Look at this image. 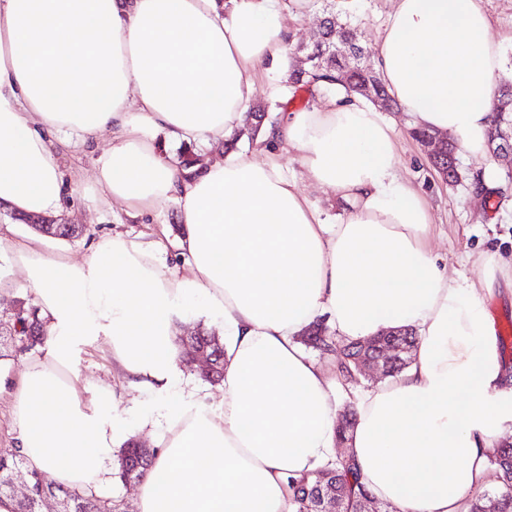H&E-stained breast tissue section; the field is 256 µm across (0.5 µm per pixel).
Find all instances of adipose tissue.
I'll return each instance as SVG.
<instances>
[{
  "label": "adipose tissue",
  "instance_id": "adipose-tissue-1",
  "mask_svg": "<svg viewBox=\"0 0 512 512\" xmlns=\"http://www.w3.org/2000/svg\"><path fill=\"white\" fill-rule=\"evenodd\" d=\"M308 2L0 0V203L59 213L62 149L109 137L93 204L116 200L138 219L178 201L184 232L172 245L188 267H168L159 239L109 235L80 261L41 237L7 240L44 332L11 409L27 470L85 495L111 488L122 389L158 450L137 512H291L290 479L334 459L336 368L299 343L322 319L347 340L417 336L412 363L353 400L346 446L377 500L469 512L472 493L493 485L487 453L512 422V387L485 291L440 265L430 209L400 176L381 113L338 84L223 161L184 169L166 154L243 126ZM490 26L488 0H391L372 46L414 125L474 158L487 150L503 69ZM284 144L299 172L284 167ZM303 179L329 189L341 214L314 207ZM197 306L224 323L216 406L177 371L172 318ZM101 340L121 389L78 371Z\"/></svg>",
  "mask_w": 512,
  "mask_h": 512
}]
</instances>
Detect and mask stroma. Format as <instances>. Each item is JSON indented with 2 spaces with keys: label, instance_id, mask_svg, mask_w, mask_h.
<instances>
[{
  "label": "stroma",
  "instance_id": "1",
  "mask_svg": "<svg viewBox=\"0 0 512 512\" xmlns=\"http://www.w3.org/2000/svg\"><path fill=\"white\" fill-rule=\"evenodd\" d=\"M345 7L361 32L363 46L371 47L390 9V0H347ZM315 100V94L307 87L287 85L281 72L264 79L254 97L255 103L267 106L275 118L298 107L308 108ZM386 118L397 142L399 172L429 205L437 253L457 278L478 285L490 284L486 306L491 323L512 320V286L488 264L492 257L512 258V181L500 161L491 156L483 160L460 156L462 180L448 185L411 137L409 114L390 112ZM108 145L109 140L104 137L88 149H66L62 157L67 188L59 221L82 226L83 232L74 240L62 242L61 247L75 260L82 259L99 239L116 232L152 240L163 232L173 238L181 231L179 207L174 201L137 221L129 220L117 203L91 208L89 190L95 184V160ZM485 170L492 172L496 183L497 207L492 211L487 210L485 197L476 195L470 185L472 174Z\"/></svg>",
  "mask_w": 512,
  "mask_h": 512
}]
</instances>
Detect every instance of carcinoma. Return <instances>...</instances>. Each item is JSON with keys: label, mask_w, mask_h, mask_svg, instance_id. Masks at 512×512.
<instances>
[{"label": "carcinoma", "mask_w": 512, "mask_h": 512, "mask_svg": "<svg viewBox=\"0 0 512 512\" xmlns=\"http://www.w3.org/2000/svg\"><path fill=\"white\" fill-rule=\"evenodd\" d=\"M343 51H355L364 55L358 29L352 24L347 11L336 6V0H328L324 7V18L321 21L319 39L307 52L301 64L290 71L289 82L293 84L311 85L317 81H325L323 89L333 88L335 82L340 81L351 92L362 95V89L371 88L372 94L365 95L370 100L372 96H388L384 86L380 83L375 72L369 69L354 67L343 70ZM494 112L489 138L498 136L500 113L512 115V78L502 79L497 85L494 98ZM272 122L263 108L251 109L247 112L246 128L251 136H256L267 123ZM455 146L448 144L443 157L433 160L437 172L452 183L460 181L461 175L454 168L453 162ZM6 332L12 340L23 342L29 339V346L34 347L42 343V329L36 317V308L25 301L19 302L18 311ZM326 329L315 323L307 334V344L325 349L329 347ZM198 349H204L214 356L215 377L207 381L215 383L221 381L224 374V347L217 336L208 332H201L192 337ZM362 355V348L348 343H342L336 356V369L347 383L358 381L359 375L354 361ZM157 449L143 448L130 440L121 449L118 455L119 476L125 480L136 477L145 471H150L155 463ZM489 465L495 476L494 486L487 488L473 496L470 512H512V444H505L493 449L489 455ZM333 473L332 483L336 484V494L345 502L346 509H353L361 499L371 497L369 490L362 481V476L353 456L343 452L337 457L334 464L329 467ZM27 480L34 496L42 493H53L56 486L44 473L26 472ZM317 474H310L300 478L290 479L293 489L292 504L295 512H316L315 503L319 497L320 489L316 486ZM64 499L70 512H79L85 503H93L101 508V512H116V505L112 500L97 496H86L75 491H65Z\"/></svg>", "instance_id": "cac0c4a2"}]
</instances>
